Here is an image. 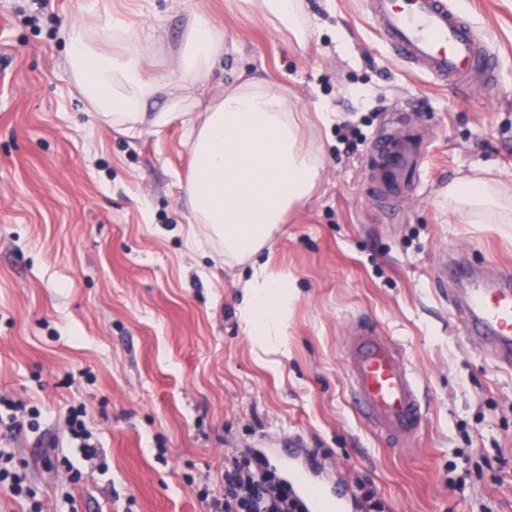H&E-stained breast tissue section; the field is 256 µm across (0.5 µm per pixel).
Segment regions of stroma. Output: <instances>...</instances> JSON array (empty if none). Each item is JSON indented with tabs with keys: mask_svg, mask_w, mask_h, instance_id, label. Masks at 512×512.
<instances>
[{
	"mask_svg": "<svg viewBox=\"0 0 512 512\" xmlns=\"http://www.w3.org/2000/svg\"><path fill=\"white\" fill-rule=\"evenodd\" d=\"M450 2L484 32L492 86L411 73L363 0H304L301 44L234 0H99L139 33L144 79L175 70L202 14L224 45L207 89L261 75L295 103L319 182L272 251L240 263L221 244H189L201 227L183 202L180 125L129 138L78 88L69 35L96 29L86 0H0V398L40 411L0 449L42 512H209L232 458L291 441L390 512H512V372L463 334L440 279L456 256L478 273L512 267V224H466L448 204L466 177L512 195V0ZM395 112L431 147L416 194L386 212L363 159ZM255 263L294 288L275 365L257 360L240 319L236 282ZM362 322L402 349L426 408L400 452L352 403L346 350ZM78 405L99 451L90 461L70 435Z\"/></svg>",
	"mask_w": 512,
	"mask_h": 512,
	"instance_id": "35a3bbf8",
	"label": "stroma"
}]
</instances>
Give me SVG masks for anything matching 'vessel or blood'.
<instances>
[{
    "instance_id": "vessel-or-blood-1",
    "label": "vessel or blood",
    "mask_w": 512,
    "mask_h": 512,
    "mask_svg": "<svg viewBox=\"0 0 512 512\" xmlns=\"http://www.w3.org/2000/svg\"><path fill=\"white\" fill-rule=\"evenodd\" d=\"M366 12L397 58L446 86L468 87L474 79L495 80L494 60L467 16L448 0H366ZM429 153L425 139L396 114L370 144L365 162L369 191L389 202L408 198ZM451 310L468 338L477 340L494 364L512 371V268L491 267L472 287L449 294ZM347 372L358 413L392 450L418 434L425 410L416 376L402 351L360 325L347 355ZM285 479L304 512H347L341 488L317 480L296 462Z\"/></svg>"
}]
</instances>
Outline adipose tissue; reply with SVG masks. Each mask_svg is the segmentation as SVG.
<instances>
[{"mask_svg":"<svg viewBox=\"0 0 512 512\" xmlns=\"http://www.w3.org/2000/svg\"><path fill=\"white\" fill-rule=\"evenodd\" d=\"M236 3L242 12L260 14L274 31L304 42L302 0ZM102 33L124 47V54L105 58L80 32L71 34V65L83 94L105 121L133 136L146 119L158 130L180 123L193 159L186 205L208 237L223 244L225 256L242 261L259 252L286 212L312 195L320 175L318 156L306 147L287 94L252 76L225 85L223 95L193 111L190 101L223 52L211 22L201 15L189 23L177 69L156 81L144 80L141 57L127 52L136 36L124 21L105 17ZM160 91L167 108L146 117V98ZM448 198L464 223L512 224V208L487 180L463 179L449 186ZM240 288V317L257 359L275 363L287 357L288 307L294 297L288 279L255 264Z\"/></svg>","mask_w":512,"mask_h":512,"instance_id":"1","label":"adipose tissue"}]
</instances>
